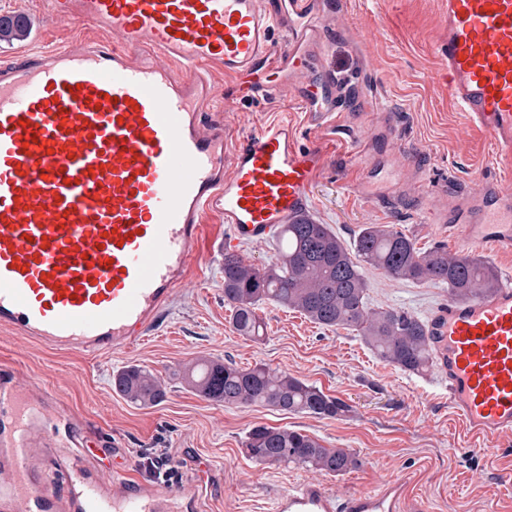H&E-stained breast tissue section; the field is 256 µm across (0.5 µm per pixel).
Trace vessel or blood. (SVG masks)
<instances>
[{"label":"vessel or blood","mask_w":512,"mask_h":512,"mask_svg":"<svg viewBox=\"0 0 512 512\" xmlns=\"http://www.w3.org/2000/svg\"><path fill=\"white\" fill-rule=\"evenodd\" d=\"M46 0L47 11L111 33L77 50L26 53L0 66V327L86 354L128 349L159 318L195 260L207 213L229 227L224 250L262 244L306 216L324 163L271 122L228 149L224 125L204 124L218 66L241 97L295 86L308 123L327 129L352 88L319 54L346 0ZM438 77L470 124L512 169V0H444ZM360 188L393 202L366 169ZM432 222L491 247L512 244V192L496 181L443 194ZM425 324L448 405L473 434L512 433V284L440 305ZM0 371V500L11 512H193L195 493L132 484L61 466L47 412ZM276 512H410L407 482L336 493L306 477Z\"/></svg>","instance_id":"vessel-or-blood-1"}]
</instances>
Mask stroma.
<instances>
[{
	"mask_svg": "<svg viewBox=\"0 0 512 512\" xmlns=\"http://www.w3.org/2000/svg\"><path fill=\"white\" fill-rule=\"evenodd\" d=\"M444 11L443 0H351L334 20L340 34L329 46L327 66L355 74L362 94H383L393 104L398 137L376 143L379 161L386 165L406 160L409 151L421 153L422 175L403 185L397 207L373 205L356 190L363 173L356 140L376 132L380 122L374 117L362 116L352 128L342 114L337 130H319L306 123L293 90L244 100L219 68L209 74L219 91L211 117L223 121L231 148L256 126L282 119L292 125L300 146L322 147L327 161L312 187L308 212L345 243H352L364 225L390 224L417 248L447 245L453 255L491 262L503 277L512 274V247L449 239L447 227L430 222L420 209L419 197L430 188L442 191L453 184L475 191L497 177L512 189V175L503 174L490 136L449 105L444 85L426 79L443 61ZM1 16L25 18L31 34L0 42V65L44 47L80 48L88 35L70 19L47 16L43 0H0ZM369 29L379 36L371 48V68L362 74L358 37ZM227 232L221 215L205 217L200 251L186 280L158 320L123 352L58 351L0 329V368L13 370L17 387L32 399L55 390L60 412L80 432L77 446L66 435L55 436L59 461L79 453L98 469L148 484L145 458L163 448L184 482L196 485L197 512H274L275 497L310 471L256 463L244 446L253 427L285 426L358 455V468L327 475L335 491H373L382 482L405 478L412 503L423 512H512V485L498 482L499 474L512 471V435L491 440L471 435L449 408L436 371L403 372L380 360L356 332L322 327L272 304L261 307V336L239 335L224 305ZM364 275L369 304L376 309L399 308L423 319L449 299L443 284L396 280L369 266ZM204 360L241 368L269 364L339 398L349 410L326 419L263 405L224 406L196 395L183 380L186 369ZM127 366L152 372L164 399L140 406L113 391V374Z\"/></svg>",
	"mask_w": 512,
	"mask_h": 512,
	"instance_id": "1",
	"label": "stroma"
}]
</instances>
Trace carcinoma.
I'll list each match as a JSON object with an SVG mask.
<instances>
[{
    "label": "carcinoma",
    "mask_w": 512,
    "mask_h": 512,
    "mask_svg": "<svg viewBox=\"0 0 512 512\" xmlns=\"http://www.w3.org/2000/svg\"><path fill=\"white\" fill-rule=\"evenodd\" d=\"M27 35L22 18L0 17V42ZM276 262L255 266L237 254L224 253V304L233 328L254 336L261 328L258 311L272 303L300 311L312 322L358 332L382 361L408 373L435 367L425 322L401 309L369 307L365 266L382 269L394 279L448 286L457 300H470L498 287L496 269L476 258L448 255L438 245L422 251L390 225L368 224L352 245L326 224L303 218L285 224ZM200 397L226 406L261 404L286 414L336 418L348 406L322 389L264 363L242 369L231 362H207L185 376ZM112 389L144 406L162 401L156 377L138 366L112 378ZM246 455L260 464H298L340 474L360 464L346 448H326L317 439L286 427L256 426L246 440Z\"/></svg>",
    "instance_id": "1"
}]
</instances>
